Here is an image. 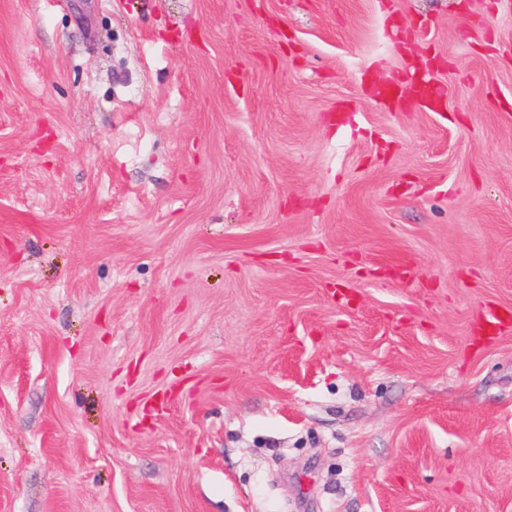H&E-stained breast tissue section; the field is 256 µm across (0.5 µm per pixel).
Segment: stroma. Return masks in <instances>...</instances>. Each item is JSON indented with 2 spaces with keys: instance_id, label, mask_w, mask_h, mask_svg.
<instances>
[{
  "instance_id": "1",
  "label": "stroma",
  "mask_w": 512,
  "mask_h": 512,
  "mask_svg": "<svg viewBox=\"0 0 512 512\" xmlns=\"http://www.w3.org/2000/svg\"><path fill=\"white\" fill-rule=\"evenodd\" d=\"M486 303L512 0H0V512H512Z\"/></svg>"
}]
</instances>
